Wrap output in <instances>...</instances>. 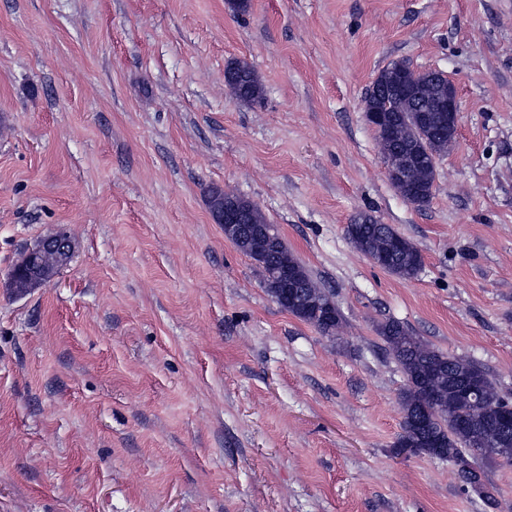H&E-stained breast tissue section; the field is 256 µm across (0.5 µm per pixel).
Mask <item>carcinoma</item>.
I'll return each mask as SVG.
<instances>
[{
    "mask_svg": "<svg viewBox=\"0 0 512 512\" xmlns=\"http://www.w3.org/2000/svg\"><path fill=\"white\" fill-rule=\"evenodd\" d=\"M230 74L226 84L236 99L257 102L262 88L255 71L246 63L228 65ZM378 92L365 98L364 110L389 107L388 122L379 135L380 153L385 161L406 162L409 179L396 190L409 202L425 205L432 196L436 176V159L448 150V113L432 112L430 120L420 132L417 141L405 123V116L427 107L435 98L448 94V79L437 72H425L413 81L404 62H394L381 70L376 81ZM237 202L243 212V223L265 224L267 219L250 201L213 187L208 193L209 207L220 202ZM348 237L354 246L368 258H375L386 272L402 279L415 277L422 268L420 250L390 224H378L367 215H360L349 225ZM242 253L256 260L268 273L298 264L288 252L284 241L271 244L246 229L227 237ZM303 292L309 301L329 305L332 300L300 267ZM289 313L323 333L338 331L343 324L341 313H335L322 323L303 308H292ZM379 335L388 352L399 365L406 384L400 393L403 420L399 448H444L451 463L468 491L480 498L486 506H496L493 487L484 469H476L478 461L471 450L482 449L481 458H497L504 466L512 465V431L502 433L490 423L491 406L501 397L496 384L478 364L443 353L430 347L401 322L389 320L379 326ZM476 379L481 394L468 400L462 396L464 382ZM427 420V429L417 425L418 418Z\"/></svg>",
    "mask_w": 512,
    "mask_h": 512,
    "instance_id": "obj_1",
    "label": "carcinoma"
}]
</instances>
